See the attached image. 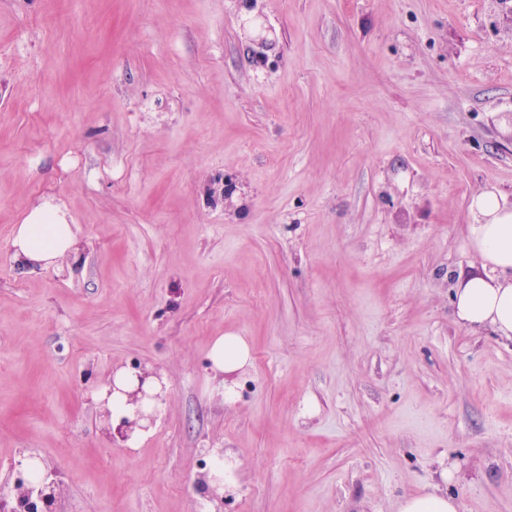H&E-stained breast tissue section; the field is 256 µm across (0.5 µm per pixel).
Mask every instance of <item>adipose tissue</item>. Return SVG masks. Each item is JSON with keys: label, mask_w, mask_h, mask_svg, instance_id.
<instances>
[{"label": "adipose tissue", "mask_w": 512, "mask_h": 512, "mask_svg": "<svg viewBox=\"0 0 512 512\" xmlns=\"http://www.w3.org/2000/svg\"><path fill=\"white\" fill-rule=\"evenodd\" d=\"M467 245L477 261L460 272L454 282L453 305L457 321L473 333L491 331L512 340V204L493 191L478 192L470 205ZM12 257L30 269H48L77 252L80 241L56 205L43 203L34 208L22 224L15 227L11 240ZM210 359L215 371L233 374L249 364V345L238 336L216 338ZM113 393L94 392L96 401H107L113 417H134L136 412L151 413L153 403L128 402L127 394L144 387L150 394L159 392L163 379L155 376L138 381L133 372L115 371Z\"/></svg>", "instance_id": "obj_1"}]
</instances>
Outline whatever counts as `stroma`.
Returning <instances> with one entry per match:
<instances>
[{"label":"stroma","instance_id":"stroma-1","mask_svg":"<svg viewBox=\"0 0 512 512\" xmlns=\"http://www.w3.org/2000/svg\"><path fill=\"white\" fill-rule=\"evenodd\" d=\"M486 189L512 0H0V488L35 455L56 512H199L221 448L222 512H512V341L453 313ZM46 201L80 250L32 270ZM135 365L166 392L131 448L92 389ZM12 257L20 265L48 269L80 248L73 224L56 205L45 202L17 224L11 240ZM210 359L215 371L234 374L250 363V347L239 336H220L211 347ZM220 457L217 455L215 460ZM218 467L213 469V475L223 484V492L231 493L236 486L235 470L237 467L236 461L230 456L224 455L223 459H217ZM459 503L447 491H431L401 498L397 512H458Z\"/></svg>","mask_w":512,"mask_h":512}]
</instances>
